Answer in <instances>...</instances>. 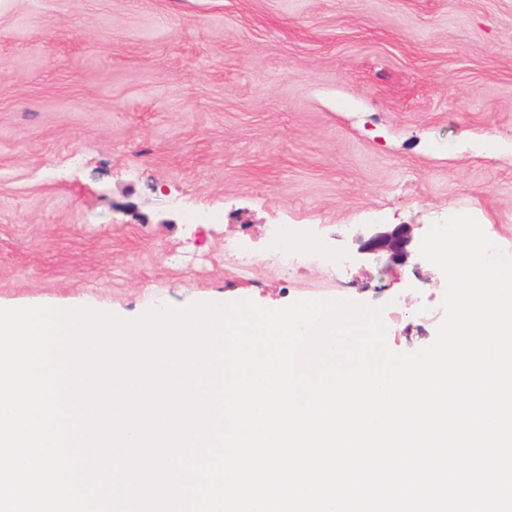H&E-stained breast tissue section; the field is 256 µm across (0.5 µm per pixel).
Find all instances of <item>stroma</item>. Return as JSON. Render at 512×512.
I'll use <instances>...</instances> for the list:
<instances>
[{"label":"stroma","instance_id":"35a3bbf8","mask_svg":"<svg viewBox=\"0 0 512 512\" xmlns=\"http://www.w3.org/2000/svg\"><path fill=\"white\" fill-rule=\"evenodd\" d=\"M457 214L512 245V0H13L0 15V307L415 308L445 285L422 257L288 274L264 227L343 254L367 225ZM235 237L249 268L224 257Z\"/></svg>","mask_w":512,"mask_h":512}]
</instances>
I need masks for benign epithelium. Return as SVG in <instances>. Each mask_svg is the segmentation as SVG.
Listing matches in <instances>:
<instances>
[{
    "label": "benign epithelium",
    "mask_w": 512,
    "mask_h": 512,
    "mask_svg": "<svg viewBox=\"0 0 512 512\" xmlns=\"http://www.w3.org/2000/svg\"><path fill=\"white\" fill-rule=\"evenodd\" d=\"M416 224H372L356 238L357 255L382 274L403 267L416 253Z\"/></svg>",
    "instance_id": "7a95c632"
}]
</instances>
